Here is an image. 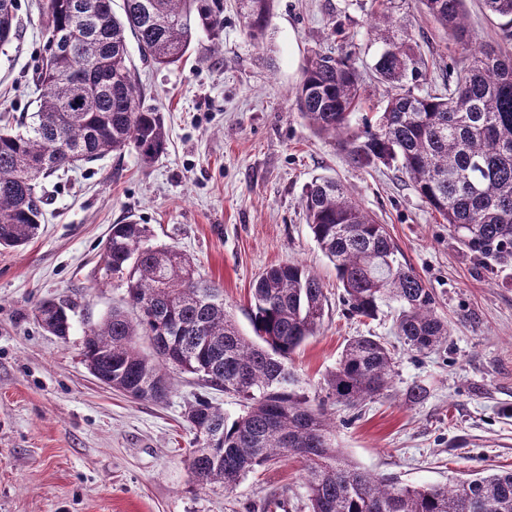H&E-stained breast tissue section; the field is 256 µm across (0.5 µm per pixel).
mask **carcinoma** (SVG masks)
Returning <instances> with one entry per match:
<instances>
[{"label": "carcinoma", "instance_id": "obj_1", "mask_svg": "<svg viewBox=\"0 0 512 512\" xmlns=\"http://www.w3.org/2000/svg\"><path fill=\"white\" fill-rule=\"evenodd\" d=\"M274 0H240L257 37ZM466 0H419L423 12L465 50L468 65L446 74L445 92L418 94L424 61L408 35L381 34L375 64L385 87L383 111L350 131L351 115L367 100L350 56L317 51L295 89L296 104L317 134L339 139L357 167L393 163L413 183L464 252L483 267L512 269V0H481L505 19L501 40L475 44ZM17 0H0V47L18 32ZM224 0H42L45 38L36 67L38 108L30 124L0 131V246L18 248L41 227L44 195L38 179L90 164L134 146L149 165L164 153L161 113L141 104L132 77L126 33L159 67L178 63L198 28L224 24ZM63 136L68 151L53 143ZM303 204L313 239L333 264L342 302L352 317L373 319L382 303L397 304L394 334L424 355L448 340L432 289L399 258L385 225L331 179L317 178ZM137 222L114 224L101 249L107 270L125 279L132 312L114 309L86 331L89 371L136 400L163 402L172 392L170 367L198 376L208 389L235 396L243 412L231 416L208 396L195 397L184 417L196 431L190 459L202 488L232 492L248 474L288 459L305 466L308 512H512V470H470L453 485H402L354 463L339 448L325 399L309 396L288 367L292 354L319 330L327 297L301 263L265 269L249 293V318L261 340L245 339L224 308V294L204 279L192 258L147 244ZM39 325L69 335L66 306L42 300ZM150 341L152 352L139 349ZM395 354L378 336L348 339L326 379V399L357 407L392 387Z\"/></svg>", "mask_w": 512, "mask_h": 512}]
</instances>
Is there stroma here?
I'll list each match as a JSON object with an SVG mask.
<instances>
[{"instance_id": "1", "label": "stroma", "mask_w": 512, "mask_h": 512, "mask_svg": "<svg viewBox=\"0 0 512 512\" xmlns=\"http://www.w3.org/2000/svg\"><path fill=\"white\" fill-rule=\"evenodd\" d=\"M40 2L18 0L20 35L0 49V115L27 120L36 109ZM382 12L426 63L416 92L442 91L447 70L467 65L418 0H274L259 40L238 0H224L223 27L198 30L182 62L166 68L129 42L143 105L164 116L165 153L146 165L131 146L42 179L52 203L39 236L0 248V512H307L296 460L249 474L230 494L196 485L194 431L183 416L201 392L196 375L176 374L164 402L135 401L97 380L83 351L88 327L126 302V284L106 272L100 250L112 225L134 220L151 245L176 247L223 289L248 337L249 291L267 267L297 261L320 277L323 324L290 367L310 396H324L346 339L393 341L394 310L348 315L306 222L303 194L316 175L335 178L385 224L450 329L431 354L398 347L389 395L354 409L328 404L337 444L362 468L412 486L475 467L512 470V273L465 254L396 167L358 168L315 135L292 94L313 52L345 51L381 111L373 65L383 43L369 22ZM44 298L68 303L66 338L38 325ZM417 384L427 395L409 401ZM280 495L284 506H272Z\"/></svg>"}]
</instances>
